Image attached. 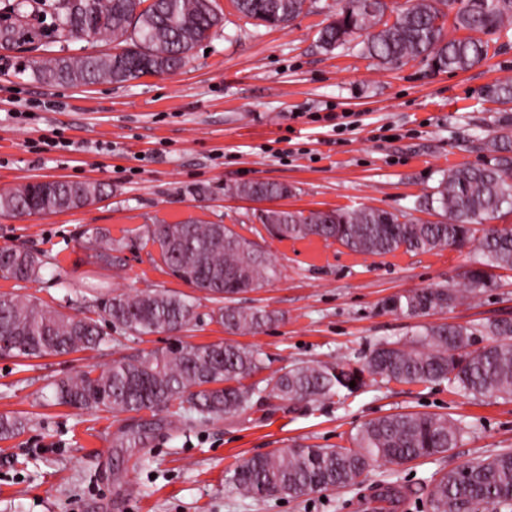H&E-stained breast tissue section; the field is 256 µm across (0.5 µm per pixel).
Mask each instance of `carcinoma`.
Returning a JSON list of instances; mask_svg holds the SVG:
<instances>
[{"instance_id":"1","label":"carcinoma","mask_w":512,"mask_h":512,"mask_svg":"<svg viewBox=\"0 0 512 512\" xmlns=\"http://www.w3.org/2000/svg\"><path fill=\"white\" fill-rule=\"evenodd\" d=\"M237 10L268 26H282L300 16L306 0H234ZM387 0H343L336 16L319 31V41L333 49L358 34L361 51L382 67L420 59L432 69L466 71L489 54L482 34L512 31V0H406L393 21L385 20ZM12 26L0 40L16 48L38 51L40 25L52 19L51 32L60 42L75 32L108 34L115 52L78 57L41 55L31 61L33 75L45 84L90 85L100 81L124 84L147 74L182 67L196 44L223 23L206 0H0V17ZM470 35L447 39V23ZM485 96L504 106L498 129L484 142L487 160L479 166L461 165L442 173L433 192L419 208L439 221L400 220L373 207L356 210H268L260 221L269 236L280 241L318 237L336 241L358 254L385 256L399 250L431 252L461 249L477 243L478 256L463 273L462 288L446 285L395 295L384 308L407 318L427 316L461 304L468 295L497 287V270H512V227L485 228L474 237L473 225L512 213V82L486 86ZM236 194L255 200L288 196V186L257 180L237 184ZM103 195L96 183L66 180L32 182L0 194V211L51 215L81 209ZM146 244L157 246L158 260L174 277L198 288L220 303L210 318L224 330L253 334L277 320L264 309L226 305L224 301L275 279L276 267L258 246L222 224L187 220L151 224ZM42 255L23 247L0 248V275L36 281ZM91 314L70 316L36 300L22 301L0 294V336L18 343L1 356L22 359L67 355L112 347V336L100 320L137 336L180 331L199 318L187 296L156 290L135 295L97 291L83 297ZM491 342L475 348L476 334ZM265 369L260 354L239 343L197 345L178 341L161 351L121 356L103 369L89 365L53 383L52 399L59 405L97 412H163L169 422L186 425L234 415L254 399L291 402L344 400L359 392L367 380L448 387L475 399L512 398V318L470 324L424 326L386 342L359 365L302 362L268 377L248 382ZM355 387H350L349 383ZM27 419L0 415V439L24 431ZM158 421H143L122 432L119 448L140 445ZM469 427L446 414L404 412L371 419L350 437V446L323 448L297 443L239 460L225 482L256 501L298 499L312 492L355 486L380 462L397 466L419 459L445 456L462 441ZM430 512H512V448L475 459L443 473L426 486Z\"/></svg>"}]
</instances>
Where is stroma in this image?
Segmentation results:
<instances>
[{
	"label": "stroma",
	"mask_w": 512,
	"mask_h": 512,
	"mask_svg": "<svg viewBox=\"0 0 512 512\" xmlns=\"http://www.w3.org/2000/svg\"><path fill=\"white\" fill-rule=\"evenodd\" d=\"M224 27L195 46L183 68L117 85L76 87L36 80L28 53L0 50V192L38 180L98 182L99 201L42 216L0 213V247L41 252L36 282L0 277V294L36 298L69 312L70 301L108 284L132 295L168 289L196 299L201 315L179 334H119V347L18 360L0 357V415L28 426L0 440V512H426L433 475L512 448V400L479 402L447 385L379 384L345 403L291 405L276 399L223 420L161 424L145 444L113 442L138 414L50 405L51 384L122 355L176 341L225 342L210 321L206 292L170 274L145 247L147 225L189 219L223 224L256 242L276 265V279L237 295V305L276 312L278 321L238 343L258 350L268 371L297 361L355 363L394 341L418 319L382 308L416 288L461 284L473 248L356 254L313 237L280 241L256 223L257 202L236 197L241 182L287 184L281 209L327 211L375 207L429 220L416 204L449 166H477L501 105L482 93L512 80V37L491 40L485 61L467 71L435 72L411 61L382 68L357 41L324 50L320 29L337 0H314L284 27L243 17L232 0H215ZM346 124L336 134L335 124ZM60 136L74 151L40 153L34 144ZM121 241V265L98 254ZM512 318V271L498 287L427 323ZM449 415L471 430L447 456L405 466L380 465L361 484L326 494L262 502L228 488L236 461L295 443L348 446L361 423L396 412Z\"/></svg>",
	"instance_id": "35a3bbf8"
}]
</instances>
